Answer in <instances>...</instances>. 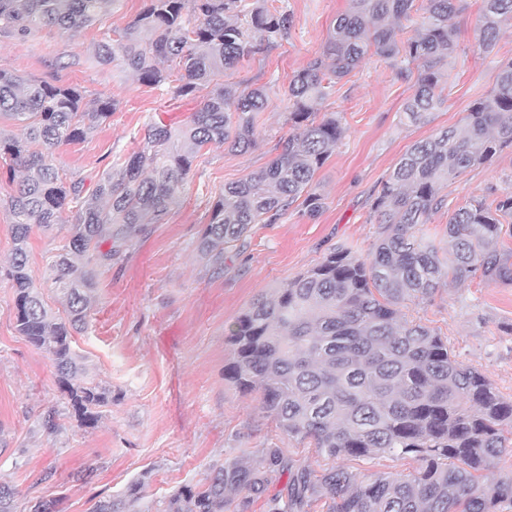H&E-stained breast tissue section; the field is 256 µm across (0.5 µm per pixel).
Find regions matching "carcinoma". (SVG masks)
Here are the masks:
<instances>
[{
	"instance_id": "1",
	"label": "carcinoma",
	"mask_w": 512,
	"mask_h": 512,
	"mask_svg": "<svg viewBox=\"0 0 512 512\" xmlns=\"http://www.w3.org/2000/svg\"><path fill=\"white\" fill-rule=\"evenodd\" d=\"M116 0H0V36L34 28L76 30L93 24ZM276 0H149L119 34L97 43L101 66L118 61L141 82L175 97L206 88L200 109L178 131L148 123L138 150L93 189L60 176L55 152L84 140L117 101L88 106L79 90L0 70V158L22 176L9 207L14 248L7 276L15 288L16 329L42 349L81 426L101 418L110 391L87 380L73 349L92 308L97 269L126 253L137 232L178 204L192 164L211 144L245 153L272 90L215 78L291 36L292 17ZM417 0H349L323 53L297 71L282 93L291 132L262 169L224 185L198 250L220 266L224 245L244 242L255 224H277L295 203L314 217L323 208L312 180L345 134L336 114L317 119L314 106L362 60L377 55L403 81L415 79L404 104L414 125L432 122L444 103L455 50L459 0H427L426 16L409 32ZM480 49L491 53L512 26V0H483ZM512 146V61L498 66L492 92L461 122L414 143L371 200L379 236L372 253H329L303 274L261 293L234 322L233 359L225 377L259 394L262 408L290 438L307 441L341 464L320 472L264 448L210 466L204 484L183 485L162 512H512V474L484 483L485 473L512 453V402L477 369L453 358L448 341L402 313L448 282L479 278L512 285V195L491 209L482 202L448 218L442 236L420 226L448 205L444 190L467 169ZM70 213L73 232L56 255L52 284L65 316L55 317L29 273L35 228ZM83 262L76 264L74 258ZM420 462L414 474L361 479L343 461L380 454ZM280 485L269 493L272 485ZM144 482L94 504L91 512H141ZM15 489L0 482V512H15Z\"/></svg>"
}]
</instances>
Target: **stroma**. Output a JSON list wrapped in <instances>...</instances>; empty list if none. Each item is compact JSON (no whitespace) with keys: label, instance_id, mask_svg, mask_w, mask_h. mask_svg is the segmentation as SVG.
Segmentation results:
<instances>
[{"label":"stroma","instance_id":"stroma-1","mask_svg":"<svg viewBox=\"0 0 512 512\" xmlns=\"http://www.w3.org/2000/svg\"><path fill=\"white\" fill-rule=\"evenodd\" d=\"M293 19L288 42L226 72L225 82L277 87L257 117L255 148L245 154L208 146L196 158L178 205L162 223L146 225L118 262L98 272L92 315L74 337L89 376L112 392L95 427L78 426L64 405L52 362L15 328L14 289L5 271L13 249L7 202L16 182L0 158V481L18 492L17 512L52 500L56 512H90L97 501L144 478L143 512L185 484L202 481L218 460L276 445L315 470L331 467L306 443L289 438L259 404L224 376L233 358L228 333L263 291L292 279L331 251L355 247L369 254L378 238L371 196L415 141L457 125L477 98L490 93L499 64L512 60V28L492 53L479 48L481 0H465L456 19V49L442 89L445 105L425 126L403 115L411 84L398 80L380 57L365 59L317 104L339 113L346 128L335 153L313 180L324 205L316 217L292 207L276 224L255 225L245 246L224 250L223 266L201 255L198 241L225 184L266 166L287 137L288 114L279 95L293 74L320 55L348 0H285ZM145 6L116 0L91 26L39 28L23 38L0 36V69L82 90L85 103L117 100L112 116L85 140L56 152L62 172L93 187L104 171L119 170L134 150L133 134L148 121L181 129L202 95L173 97L143 85L119 66H99L91 50L113 38ZM512 192V147L468 169L447 188L448 208L427 233L439 231L451 210L492 203ZM72 234L70 223L34 230L29 267L53 315L63 316L50 263ZM447 339L462 365L485 373L512 400V287L480 280L450 283L432 301L406 308ZM59 413L58 432L40 422Z\"/></svg>","mask_w":512,"mask_h":512}]
</instances>
